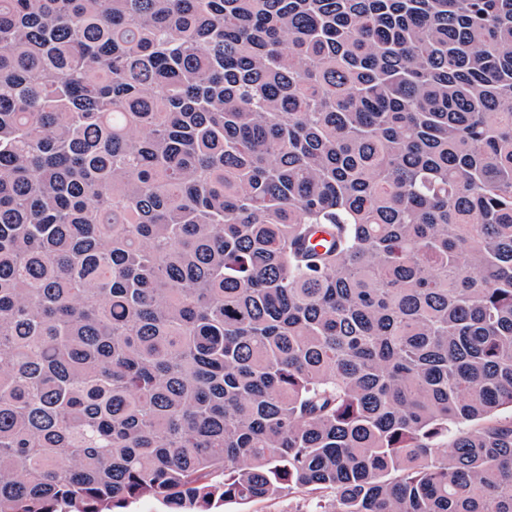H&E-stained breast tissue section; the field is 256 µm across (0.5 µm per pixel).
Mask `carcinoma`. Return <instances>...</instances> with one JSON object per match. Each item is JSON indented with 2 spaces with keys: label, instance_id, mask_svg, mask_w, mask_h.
I'll return each instance as SVG.
<instances>
[{
  "label": "carcinoma",
  "instance_id": "carcinoma-1",
  "mask_svg": "<svg viewBox=\"0 0 512 512\" xmlns=\"http://www.w3.org/2000/svg\"><path fill=\"white\" fill-rule=\"evenodd\" d=\"M503 407L512 0H0V512H512ZM311 498L307 490L294 488L268 499L227 502L224 504V512H305Z\"/></svg>",
  "mask_w": 512,
  "mask_h": 512
}]
</instances>
